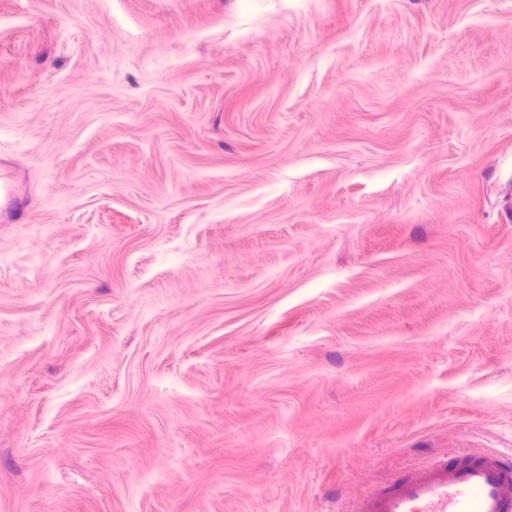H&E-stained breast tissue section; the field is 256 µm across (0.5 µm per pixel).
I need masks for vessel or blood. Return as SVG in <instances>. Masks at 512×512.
Masks as SVG:
<instances>
[{"instance_id":"b4317fda","label":"vessel or blood","mask_w":512,"mask_h":512,"mask_svg":"<svg viewBox=\"0 0 512 512\" xmlns=\"http://www.w3.org/2000/svg\"><path fill=\"white\" fill-rule=\"evenodd\" d=\"M357 512H512V451L434 460L367 493Z\"/></svg>"}]
</instances>
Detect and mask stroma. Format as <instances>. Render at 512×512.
Listing matches in <instances>:
<instances>
[{
  "label": "stroma",
  "mask_w": 512,
  "mask_h": 512,
  "mask_svg": "<svg viewBox=\"0 0 512 512\" xmlns=\"http://www.w3.org/2000/svg\"><path fill=\"white\" fill-rule=\"evenodd\" d=\"M0 512H355L512 450V0H0Z\"/></svg>",
  "instance_id": "obj_1"
}]
</instances>
